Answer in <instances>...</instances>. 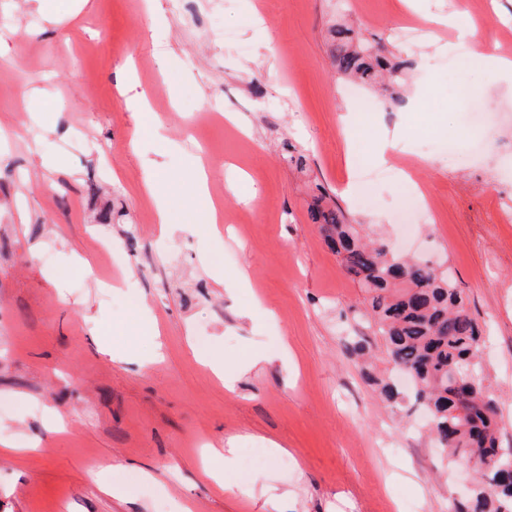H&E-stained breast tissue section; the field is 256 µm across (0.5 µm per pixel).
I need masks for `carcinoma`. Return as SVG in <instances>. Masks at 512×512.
Wrapping results in <instances>:
<instances>
[{
	"label": "carcinoma",
	"instance_id": "carcinoma-1",
	"mask_svg": "<svg viewBox=\"0 0 512 512\" xmlns=\"http://www.w3.org/2000/svg\"><path fill=\"white\" fill-rule=\"evenodd\" d=\"M332 40L339 75L366 85L404 80L407 63L378 42L365 36L356 44L343 26L332 30ZM322 201L311 205V219L365 293L366 310L383 337L392 369L412 376L415 402L432 423L429 437L452 464L484 460L487 449L499 445L497 405L478 375L482 329L451 269L411 256L380 260L387 240L361 234L341 209L326 208ZM378 389L389 406H401L404 394L394 378L378 382ZM505 474H512V448L481 474V488L470 499H448V512H512V483L503 481Z\"/></svg>",
	"mask_w": 512,
	"mask_h": 512
}]
</instances>
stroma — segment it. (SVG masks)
<instances>
[{
    "instance_id": "1",
    "label": "stroma",
    "mask_w": 512,
    "mask_h": 512,
    "mask_svg": "<svg viewBox=\"0 0 512 512\" xmlns=\"http://www.w3.org/2000/svg\"><path fill=\"white\" fill-rule=\"evenodd\" d=\"M490 3L479 25L468 0H418L414 16L399 0H63L52 22L30 0H0V424L37 443L21 462L0 458V512H271L262 484L287 493L284 512H448L459 480L423 411L376 392L391 365L309 217L322 189L328 206L451 268L485 327L484 384L512 446V84L460 73L456 29L430 22L456 14L475 42L512 54V0ZM337 24L412 61L410 108L340 78ZM129 75L164 139L135 133L117 89ZM364 101L374 120L346 134ZM287 143L305 168L283 161ZM356 154L427 186V219L403 232L386 184L378 206L361 205ZM195 157L217 239L201 223L161 234L143 188L158 163L172 204L192 206ZM104 240L120 264L106 265ZM201 336L233 390L195 359ZM259 352L269 361L253 363ZM230 442L264 449V465L243 479L209 455Z\"/></svg>"
}]
</instances>
